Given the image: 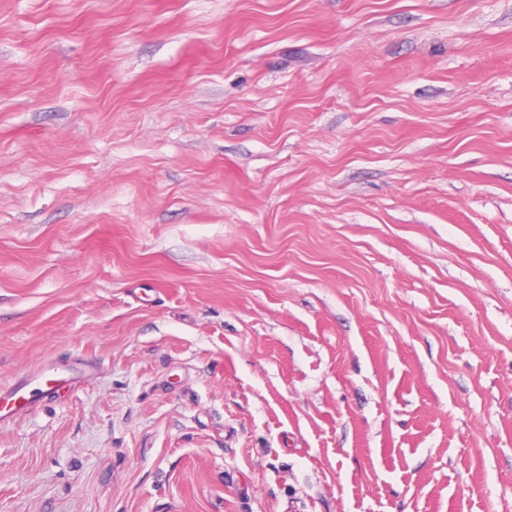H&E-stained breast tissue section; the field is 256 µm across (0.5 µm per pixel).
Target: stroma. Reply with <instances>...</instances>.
<instances>
[{
  "instance_id": "35a3bbf8",
  "label": "stroma",
  "mask_w": 512,
  "mask_h": 512,
  "mask_svg": "<svg viewBox=\"0 0 512 512\" xmlns=\"http://www.w3.org/2000/svg\"><path fill=\"white\" fill-rule=\"evenodd\" d=\"M0 512H512V0H0ZM82 375L81 367L61 370L47 360L27 376L0 386V424L15 421L59 390L75 385Z\"/></svg>"
}]
</instances>
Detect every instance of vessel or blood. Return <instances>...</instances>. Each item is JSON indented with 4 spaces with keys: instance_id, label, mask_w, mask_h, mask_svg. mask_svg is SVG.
<instances>
[{
    "instance_id": "obj_1",
    "label": "vessel or blood",
    "mask_w": 512,
    "mask_h": 512,
    "mask_svg": "<svg viewBox=\"0 0 512 512\" xmlns=\"http://www.w3.org/2000/svg\"><path fill=\"white\" fill-rule=\"evenodd\" d=\"M82 374V368L62 370L48 360L27 376L0 386V424L15 421L59 390L75 385Z\"/></svg>"
}]
</instances>
